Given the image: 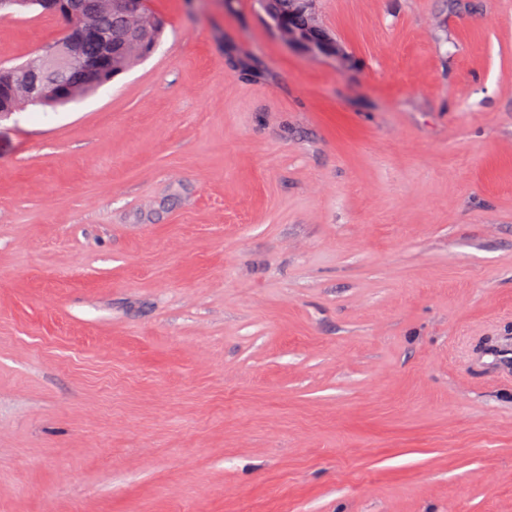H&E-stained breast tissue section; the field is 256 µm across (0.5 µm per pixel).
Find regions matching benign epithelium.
Returning <instances> with one entry per match:
<instances>
[{
    "instance_id": "benign-epithelium-1",
    "label": "benign epithelium",
    "mask_w": 512,
    "mask_h": 512,
    "mask_svg": "<svg viewBox=\"0 0 512 512\" xmlns=\"http://www.w3.org/2000/svg\"><path fill=\"white\" fill-rule=\"evenodd\" d=\"M44 11L59 17L65 24L63 37L38 49L33 61L5 67L0 72V116L17 112L27 104L55 106L75 97L67 83L60 79L46 80L44 72H63L70 66L83 67L92 83L102 84L112 81L115 71L112 69V36L96 32L85 22L74 16L67 0H40ZM115 5L131 17L144 22L151 16L149 0H107V6ZM270 29L288 44L299 47L313 55H327L341 63L348 61L343 48L332 38L325 36L313 39L305 30L296 29L292 23L278 18L266 19ZM95 36L100 45L99 57L94 61H85L82 57V45L89 36ZM156 43L144 37V29L136 27L131 40L124 48L127 55L148 57Z\"/></svg>"
}]
</instances>
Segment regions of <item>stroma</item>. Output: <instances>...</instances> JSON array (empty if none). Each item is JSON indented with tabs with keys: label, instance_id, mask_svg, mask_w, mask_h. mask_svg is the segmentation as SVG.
Returning a JSON list of instances; mask_svg holds the SVG:
<instances>
[{
	"label": "stroma",
	"instance_id": "obj_1",
	"mask_svg": "<svg viewBox=\"0 0 512 512\" xmlns=\"http://www.w3.org/2000/svg\"><path fill=\"white\" fill-rule=\"evenodd\" d=\"M149 6L0 119V512H512V0ZM301 0H271L272 11L282 17L269 19L266 22L270 29L284 39L288 44L299 47L313 55H327L338 59L341 63L348 61V56L343 48L332 38L323 36L320 40L313 39L305 30H297L291 22L299 27H307L309 23L308 14L300 8ZM291 20V22L288 20Z\"/></svg>",
	"mask_w": 512,
	"mask_h": 512
}]
</instances>
